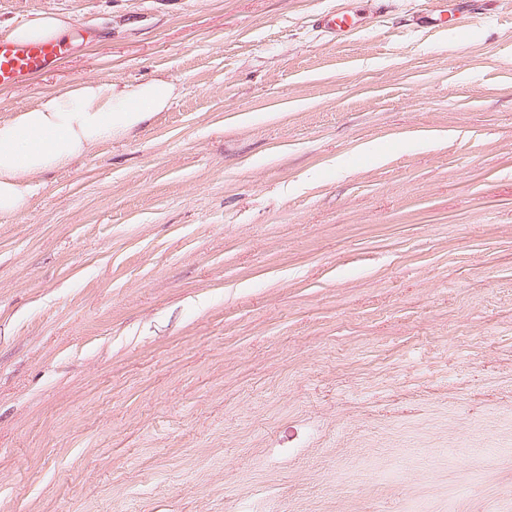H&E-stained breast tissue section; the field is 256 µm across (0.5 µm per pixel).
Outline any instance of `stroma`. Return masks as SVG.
Instances as JSON below:
<instances>
[{
  "instance_id": "1",
  "label": "stroma",
  "mask_w": 512,
  "mask_h": 512,
  "mask_svg": "<svg viewBox=\"0 0 512 512\" xmlns=\"http://www.w3.org/2000/svg\"><path fill=\"white\" fill-rule=\"evenodd\" d=\"M339 2L0 0L90 34L0 115L178 87L0 217V512H512V0ZM358 22L349 8H339L331 14H327L316 21V27L329 33L332 38L345 39Z\"/></svg>"
}]
</instances>
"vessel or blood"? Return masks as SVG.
Instances as JSON below:
<instances>
[{"mask_svg": "<svg viewBox=\"0 0 512 512\" xmlns=\"http://www.w3.org/2000/svg\"><path fill=\"white\" fill-rule=\"evenodd\" d=\"M356 24L351 9L340 8L317 20L316 26L333 38L345 39ZM71 50L68 38L37 43L0 39V86H12L54 68Z\"/></svg>", "mask_w": 512, "mask_h": 512, "instance_id": "1", "label": "vessel or blood"}]
</instances>
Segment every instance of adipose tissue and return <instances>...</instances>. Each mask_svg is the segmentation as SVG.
<instances>
[{
  "instance_id": "obj_1",
  "label": "adipose tissue",
  "mask_w": 512,
  "mask_h": 512,
  "mask_svg": "<svg viewBox=\"0 0 512 512\" xmlns=\"http://www.w3.org/2000/svg\"><path fill=\"white\" fill-rule=\"evenodd\" d=\"M69 27L67 17L40 12L18 25L0 24V37L43 42ZM176 90L166 78L134 85L96 78L0 117V216L19 212L44 173L70 165L105 141L126 137L166 111Z\"/></svg>"
}]
</instances>
